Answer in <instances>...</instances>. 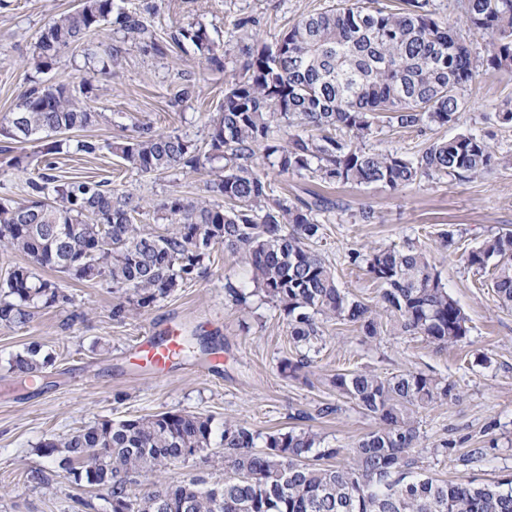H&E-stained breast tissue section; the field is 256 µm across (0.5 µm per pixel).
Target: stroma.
<instances>
[{
	"instance_id": "35a3bbf8",
	"label": "stroma",
	"mask_w": 512,
	"mask_h": 512,
	"mask_svg": "<svg viewBox=\"0 0 512 512\" xmlns=\"http://www.w3.org/2000/svg\"><path fill=\"white\" fill-rule=\"evenodd\" d=\"M130 12L149 14L158 40H169L179 26L207 27L224 50V66H209L191 45L171 47L158 56L144 43L125 39L117 27L101 26L85 44L62 52L45 72L31 68L40 31L53 16L78 0H0V116L11 112L33 82L62 84L82 93L99 113L86 137L107 143L145 129L174 132L197 143L208 136L209 122L224 101L225 82L241 72L253 41L275 43L299 18L335 7L337 0H119ZM122 56L118 74L101 73L105 51ZM468 86L459 127H431L424 133L380 125L369 148L415 152L457 131L487 139L497 155L512 156V124L494 116L495 104L512 100V73L481 68ZM189 96L176 101L180 90ZM37 143L0 135V200H21L27 176L44 165ZM24 154L27 173H18L12 157ZM60 178L89 177L109 188L148 200L175 194H204L208 171H172L142 175L109 151L54 158ZM278 195L293 201L324 196L331 204L319 216L324 237L316 247L336 270L350 297L376 302L377 286L364 268L350 265L352 250L426 248L449 293L469 319L464 342L441 348L420 336L382 335L365 340L359 326L327 323L322 349L313 367L299 377L281 372L279 362L295 357L286 325L272 305L256 313L240 311L225 286L252 291L247 265L239 255L215 248L201 277L146 309L116 320V295L108 282L68 280L71 304L39 308L25 328L0 326V512H73L74 496L105 512L104 501L70 480L56 478L47 489L27 482L28 471H53L51 459L37 450L40 442L105 419H126L158 412H194L212 417L214 426L232 420L253 429L312 428L326 443L351 447L374 425L354 404L337 397L330 378L340 370L368 369L382 374L414 370L456 383V398L424 409L420 428L432 443L451 442L454 455L422 454L429 475L456 480L497 479L512 474V308L503 307L490 276L466 268L463 252L487 235L512 231V165L494 167L483 176L454 180L426 179L398 191L378 185H325L311 175L273 179ZM374 213L360 221L361 210ZM455 233L457 244L439 245L441 232ZM183 324L186 335L202 338L206 349L188 354L167 372L154 374L135 365L131 349L147 330H162L169 320ZM54 357L46 380L20 382L9 359L30 344ZM218 347V359L206 350ZM335 411L320 416L319 408ZM484 449L465 463L461 454Z\"/></svg>"
}]
</instances>
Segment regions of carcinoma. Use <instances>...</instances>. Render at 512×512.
<instances>
[{"label":"carcinoma","instance_id":"carcinoma-1","mask_svg":"<svg viewBox=\"0 0 512 512\" xmlns=\"http://www.w3.org/2000/svg\"><path fill=\"white\" fill-rule=\"evenodd\" d=\"M402 2L388 11L375 0H339L298 19L275 44L256 46L227 82L203 148L179 134L149 130L106 144L142 174L198 172L222 163L206 195L150 203L102 181L40 172L26 179L27 198L0 202V243L72 280L112 283L123 291L112 309L115 319L194 281L222 246L242 257L254 284L246 292L227 283L231 303L248 311L257 299L272 305L304 349L299 358L281 361L291 374L313 363L310 353L319 352L328 322L354 323L368 339L388 323L397 336L458 345L469 334L468 318L425 249L409 244L349 253V263L365 265L380 285L370 306L340 288L312 247L323 235L316 216L326 201L296 204L274 195L268 182L270 171L307 172L329 185L397 191L426 178L470 179L512 163L467 132L411 155L366 147L381 114L408 130L458 125L464 89L480 75L466 39L432 18L427 0ZM455 9L469 33L486 40V64L512 72V0H455ZM109 19L154 53H167L146 17L115 7L114 0H80L45 24L34 68L45 70ZM185 41L221 65L220 46L204 25L171 35L177 46ZM97 118L65 86H33L0 119V131L20 143L55 135L44 148L55 155L70 148L67 134ZM158 220L165 224L157 226ZM465 263L477 273L491 269V288L502 305L512 306L511 232L485 237L465 251ZM70 301L58 282L17 266L0 282V324L24 328L35 309ZM53 362L33 345L13 356L10 368L37 382ZM331 386L376 421L349 448L326 446L309 429L260 432L228 420L216 438L209 416L163 412L82 427L44 440L39 452L75 484L95 488L109 512H512V476L448 481L418 466L426 451L454 452L446 441L427 444L418 427L420 410L455 396L454 382L411 370H341ZM190 458L203 464L199 472L138 490L141 479ZM217 459L224 478L214 480L206 467Z\"/></svg>","mask_w":512,"mask_h":512}]
</instances>
